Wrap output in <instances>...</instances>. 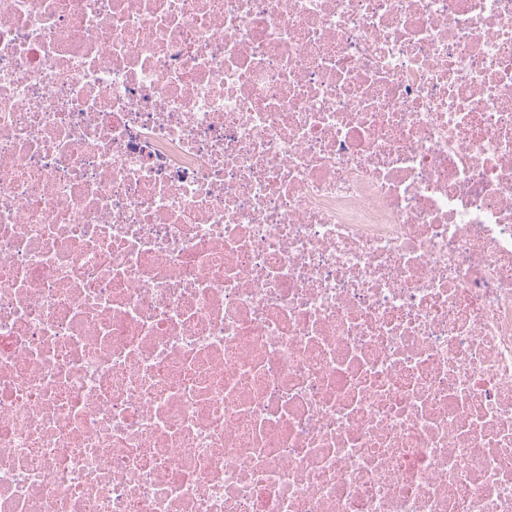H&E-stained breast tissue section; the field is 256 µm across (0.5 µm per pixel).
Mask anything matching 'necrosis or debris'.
Listing matches in <instances>:
<instances>
[{
    "mask_svg": "<svg viewBox=\"0 0 512 512\" xmlns=\"http://www.w3.org/2000/svg\"><path fill=\"white\" fill-rule=\"evenodd\" d=\"M0 512H512V0H0Z\"/></svg>",
    "mask_w": 512,
    "mask_h": 512,
    "instance_id": "necrosis-or-debris-1",
    "label": "necrosis or debris"
}]
</instances>
